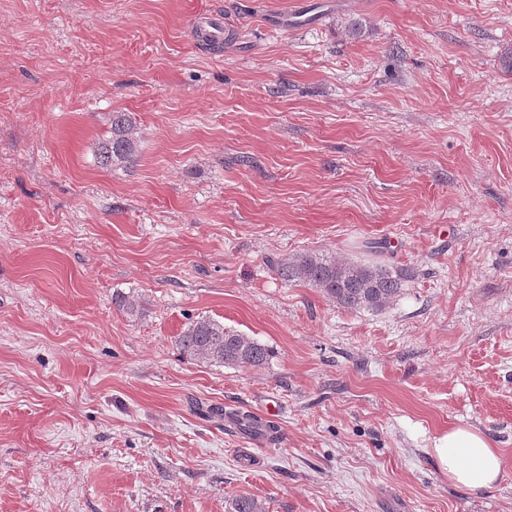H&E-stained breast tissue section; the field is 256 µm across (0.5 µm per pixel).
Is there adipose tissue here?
I'll return each instance as SVG.
<instances>
[{"mask_svg":"<svg viewBox=\"0 0 512 512\" xmlns=\"http://www.w3.org/2000/svg\"><path fill=\"white\" fill-rule=\"evenodd\" d=\"M430 453L443 477L475 495L492 489L504 473L500 449L469 425L451 427L436 437Z\"/></svg>","mask_w":512,"mask_h":512,"instance_id":"1","label":"adipose tissue"}]
</instances>
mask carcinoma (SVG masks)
<instances>
[{"label":"carcinoma","mask_w":512,"mask_h":512,"mask_svg":"<svg viewBox=\"0 0 512 512\" xmlns=\"http://www.w3.org/2000/svg\"><path fill=\"white\" fill-rule=\"evenodd\" d=\"M136 140L132 124L123 112L112 113L110 136L98 148L102 166L127 165L134 160ZM277 274L286 283H302L319 289L336 305L348 310L379 311L404 288L410 272L385 263L340 262L324 253L297 254L275 263ZM116 307L134 316L142 305L125 295L112 298ZM177 342L183 353L209 365L260 368L268 364L272 350L257 339L208 317L189 322ZM230 512H266L264 503L252 496L236 497Z\"/></svg>","instance_id":"carcinoma-1"}]
</instances>
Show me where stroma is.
I'll return each instance as SVG.
<instances>
[{"label": "stroma", "instance_id": "1", "mask_svg": "<svg viewBox=\"0 0 512 512\" xmlns=\"http://www.w3.org/2000/svg\"><path fill=\"white\" fill-rule=\"evenodd\" d=\"M306 252L414 277L351 311L279 278ZM201 317L274 358L183 356ZM459 424L507 460L484 494L430 454ZM241 495L512 512V0H0V512ZM109 133L110 136L99 144L100 165L108 167L130 164L136 154V140L133 137L132 124L125 113H113Z\"/></svg>", "mask_w": 512, "mask_h": 512}]
</instances>
